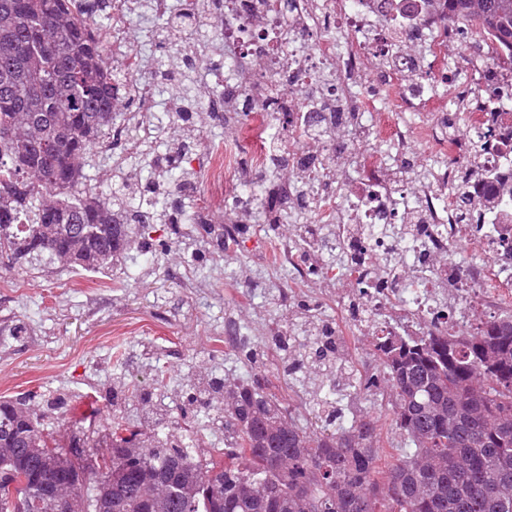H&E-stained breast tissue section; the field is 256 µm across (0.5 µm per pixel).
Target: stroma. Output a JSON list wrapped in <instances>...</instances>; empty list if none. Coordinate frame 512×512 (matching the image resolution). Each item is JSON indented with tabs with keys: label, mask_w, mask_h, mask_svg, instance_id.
Returning a JSON list of instances; mask_svg holds the SVG:
<instances>
[{
	"label": "stroma",
	"mask_w": 512,
	"mask_h": 512,
	"mask_svg": "<svg viewBox=\"0 0 512 512\" xmlns=\"http://www.w3.org/2000/svg\"><path fill=\"white\" fill-rule=\"evenodd\" d=\"M166 23V17L146 10L134 20L139 57L148 64L165 59L181 74L177 80L156 79L153 86L154 116L162 122L182 88L196 93L224 79L223 57L188 65L194 41L169 45L163 38ZM195 144L192 138L160 134L154 155L129 159L120 172L95 155L89 156L84 172L100 183L104 194L125 193L127 187L153 180L161 166L181 177L172 159ZM171 238L169 225L154 224L149 238L155 246L153 273L146 284L124 267L93 280L64 267L45 272L0 268V325L6 329L0 335V396L33 394L42 402L60 398L75 417L95 402L91 429L99 437L116 412L133 420L178 418L192 425L213 417L206 401L186 400L193 379L204 373L268 381L280 396L289 397L279 359L263 352L250 360L224 356L225 317L252 324L256 312L267 306V289H244L245 270L219 267L205 242L196 240L184 248ZM164 240L168 249H159ZM184 266L191 268L196 287H183L173 277V270ZM160 371L166 374L167 390L157 408L112 393L119 382L150 391Z\"/></svg>",
	"instance_id": "obj_1"
}]
</instances>
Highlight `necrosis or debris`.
I'll return each mask as SVG.
<instances>
[{"instance_id": "necrosis-or-debris-1", "label": "necrosis or debris", "mask_w": 512, "mask_h": 512, "mask_svg": "<svg viewBox=\"0 0 512 512\" xmlns=\"http://www.w3.org/2000/svg\"><path fill=\"white\" fill-rule=\"evenodd\" d=\"M247 12L226 15L224 0H187V12L203 15L212 30L199 55L231 54L239 91L221 90L196 100L205 113L231 128L221 141L199 137L193 166L212 203L195 218L224 227V257L241 255L237 226L259 204L254 182L280 167L306 168L308 179L280 183L274 223L293 221L307 208L303 232L277 236L258 267L282 310L296 313L311 282L325 288L315 320L353 356L351 372L369 365L355 356L359 337L388 326L420 334L469 325L485 304H512V263L486 266L457 261L458 245L481 255L497 251L499 237H512V48L483 28L449 27L444 0H289L268 15L262 0ZM141 0H112L113 79L118 97L136 99L135 111L113 123L98 156L120 170L126 155L148 154L154 143L155 98L141 78L132 51L138 38L130 20ZM282 45L281 63L267 78L252 74L267 58L272 40ZM419 47L417 58L404 49ZM458 54H450V47ZM380 59L365 75L367 57ZM293 83L295 106L276 100L279 84ZM289 109L285 137L270 129ZM454 126L465 136L451 135ZM499 146L474 155L465 138L488 127ZM474 183L498 176L491 195L473 199L490 213L493 236L466 235L456 205L458 172ZM298 322L266 321L260 337L224 321V353L239 342L271 346L303 342Z\"/></svg>"}]
</instances>
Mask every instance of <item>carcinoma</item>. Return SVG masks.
Here are the masks:
<instances>
[{"mask_svg": "<svg viewBox=\"0 0 512 512\" xmlns=\"http://www.w3.org/2000/svg\"><path fill=\"white\" fill-rule=\"evenodd\" d=\"M70 0H0V262L48 268L65 257L77 274L104 275L132 251H150L151 224L125 223L124 207L88 184L90 147L112 130L114 86L93 11ZM448 20L477 23L512 44V0H447ZM191 15L169 26L183 38ZM461 214L473 223L470 177L459 181ZM374 374L357 395L387 392L385 426L367 416L340 422L319 394L349 378L330 336L291 350L283 364L305 369L318 425L295 421L276 393L210 378L188 393L210 397L233 430L224 447L196 461L182 440L114 414L118 449L102 471L74 485L73 512H512V311L469 330L370 340ZM0 397V512H50L48 489L71 475L49 450L57 408L23 415ZM121 448H142L132 462ZM155 472L166 492L148 496L134 473ZM111 471L126 477L108 485ZM101 506H96L99 494Z\"/></svg>", "mask_w": 512, "mask_h": 512, "instance_id": "obj_1", "label": "carcinoma"}]
</instances>
